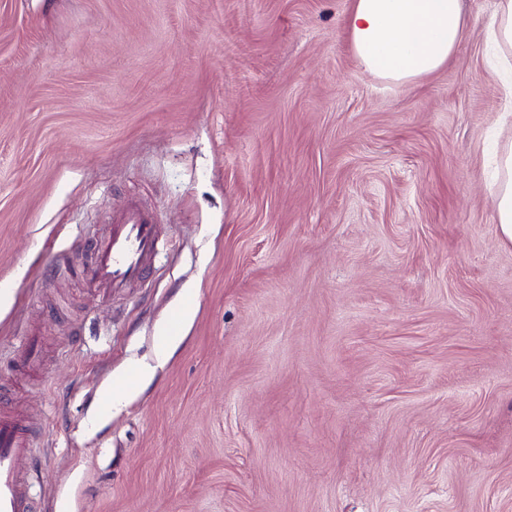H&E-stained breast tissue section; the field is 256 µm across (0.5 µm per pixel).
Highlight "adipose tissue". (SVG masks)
<instances>
[{"instance_id": "adipose-tissue-1", "label": "adipose tissue", "mask_w": 512, "mask_h": 512, "mask_svg": "<svg viewBox=\"0 0 512 512\" xmlns=\"http://www.w3.org/2000/svg\"><path fill=\"white\" fill-rule=\"evenodd\" d=\"M354 56L368 73L406 83L446 64L462 39L464 0H353L345 18ZM505 76L504 114L512 113V0H498L486 22ZM490 187L502 243L512 244V142L494 158Z\"/></svg>"}]
</instances>
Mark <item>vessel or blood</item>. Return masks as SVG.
<instances>
[{
  "mask_svg": "<svg viewBox=\"0 0 512 512\" xmlns=\"http://www.w3.org/2000/svg\"><path fill=\"white\" fill-rule=\"evenodd\" d=\"M89 244L93 259L81 279L110 298L143 284L158 249V226L149 210L132 201L114 213L106 230ZM34 448L31 428L0 412V512H34L28 495L33 473L25 467Z\"/></svg>",
  "mask_w": 512,
  "mask_h": 512,
  "instance_id": "b4317fda",
  "label": "vessel or blood"
}]
</instances>
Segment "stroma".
<instances>
[{
	"instance_id": "obj_1",
	"label": "stroma",
	"mask_w": 512,
	"mask_h": 512,
	"mask_svg": "<svg viewBox=\"0 0 512 512\" xmlns=\"http://www.w3.org/2000/svg\"><path fill=\"white\" fill-rule=\"evenodd\" d=\"M495 3L395 84L351 0H0V386L42 429L35 512H512ZM133 199L152 273L102 301L87 238ZM179 342V336H168V341L166 345L158 350L155 353L154 364L151 363H140L138 366L139 375L144 378L151 377L155 374L158 368L162 367L166 361L168 360L169 354L171 350L177 345Z\"/></svg>"
}]
</instances>
